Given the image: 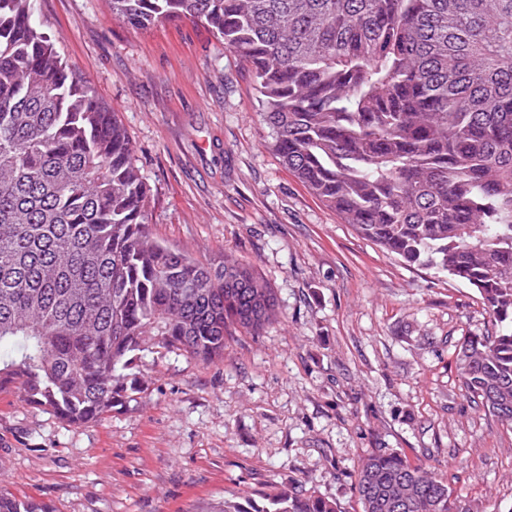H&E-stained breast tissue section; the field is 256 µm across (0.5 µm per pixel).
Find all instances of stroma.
I'll return each instance as SVG.
<instances>
[{
  "label": "stroma",
  "instance_id": "obj_1",
  "mask_svg": "<svg viewBox=\"0 0 512 512\" xmlns=\"http://www.w3.org/2000/svg\"><path fill=\"white\" fill-rule=\"evenodd\" d=\"M65 60L118 116L146 178L150 231L250 266L276 315L203 364L153 338L140 393L69 425L0 389V493L50 512H219L291 481L360 512L354 475L403 451L472 512H512V426L461 379L493 326L474 288L362 238L284 166L254 78L207 26L135 30L106 0H37Z\"/></svg>",
  "mask_w": 512,
  "mask_h": 512
}]
</instances>
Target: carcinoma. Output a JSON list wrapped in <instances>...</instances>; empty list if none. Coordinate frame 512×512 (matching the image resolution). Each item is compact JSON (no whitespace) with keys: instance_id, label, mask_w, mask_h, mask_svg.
<instances>
[{"instance_id":"carcinoma-1","label":"carcinoma","mask_w":512,"mask_h":512,"mask_svg":"<svg viewBox=\"0 0 512 512\" xmlns=\"http://www.w3.org/2000/svg\"><path fill=\"white\" fill-rule=\"evenodd\" d=\"M37 0H0V383L69 424L131 398L150 336L204 364L275 315L267 282L155 241L127 132L64 61ZM133 29L200 22L252 71L273 147L409 266L477 289L497 330L456 360L512 425V0H106ZM361 512H470L399 451L357 467ZM0 512H48L0 494ZM221 512H343L292 482Z\"/></svg>"}]
</instances>
